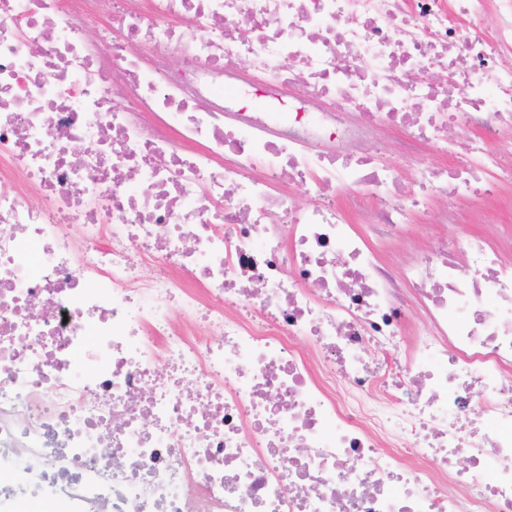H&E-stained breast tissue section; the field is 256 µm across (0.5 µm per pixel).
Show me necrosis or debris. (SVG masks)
Wrapping results in <instances>:
<instances>
[{
    "instance_id": "obj_1",
    "label": "necrosis or debris",
    "mask_w": 512,
    "mask_h": 512,
    "mask_svg": "<svg viewBox=\"0 0 512 512\" xmlns=\"http://www.w3.org/2000/svg\"><path fill=\"white\" fill-rule=\"evenodd\" d=\"M505 128L512 0H0V500L512 512V262L357 229L497 198ZM401 134L398 131H393L383 143L382 151L387 154H396L399 156V142ZM401 169L403 172L404 184H409L415 169L424 162L429 161L431 158L424 150L416 151L410 155L400 157Z\"/></svg>"
}]
</instances>
